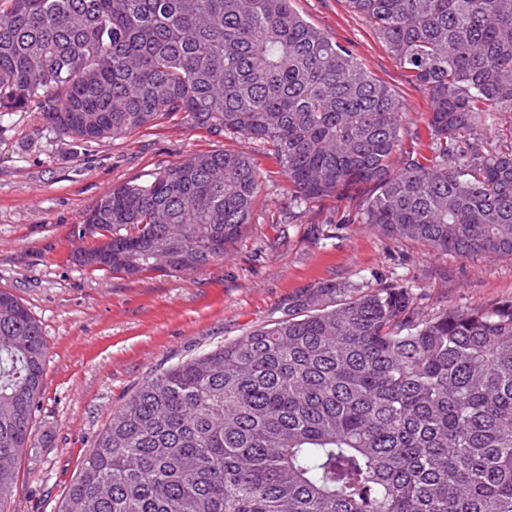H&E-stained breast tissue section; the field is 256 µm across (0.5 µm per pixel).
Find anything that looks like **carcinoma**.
<instances>
[{
  "label": "carcinoma",
  "mask_w": 512,
  "mask_h": 512,
  "mask_svg": "<svg viewBox=\"0 0 512 512\" xmlns=\"http://www.w3.org/2000/svg\"><path fill=\"white\" fill-rule=\"evenodd\" d=\"M430 105L427 159L399 100L292 0H0V123L41 110L76 144L164 113L270 147L293 213L355 185L361 223L469 259H512V0H349ZM249 157L194 153L112 187L75 262L200 270L247 229ZM39 322L0 290V503L35 447ZM60 512H512V298L423 315L404 286L323 283L284 316L144 384ZM512 113V112H511ZM510 112H500L492 117L491 120L486 122L484 125L478 127L480 136L484 146L488 150H492L497 145V139L495 136L496 128L506 127L512 122V114Z\"/></svg>",
  "instance_id": "1"
}]
</instances>
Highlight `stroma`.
<instances>
[{"label":"stroma","mask_w":512,"mask_h":512,"mask_svg":"<svg viewBox=\"0 0 512 512\" xmlns=\"http://www.w3.org/2000/svg\"><path fill=\"white\" fill-rule=\"evenodd\" d=\"M309 22L348 46L398 97L402 148L428 157L429 103L348 0H294ZM39 111L0 123V290L40 323L47 350L35 447L17 460V482L0 512H59L112 413L171 366L270 323L323 283L364 289L404 285L421 312L466 309L512 297V259H460L360 223L367 188L347 190L280 221L288 182L268 146L159 117L132 137L74 144L42 131ZM246 153L259 178L247 231L200 271L137 277L93 271L72 255L78 230L112 186L147 178L195 152Z\"/></svg>","instance_id":"1"}]
</instances>
